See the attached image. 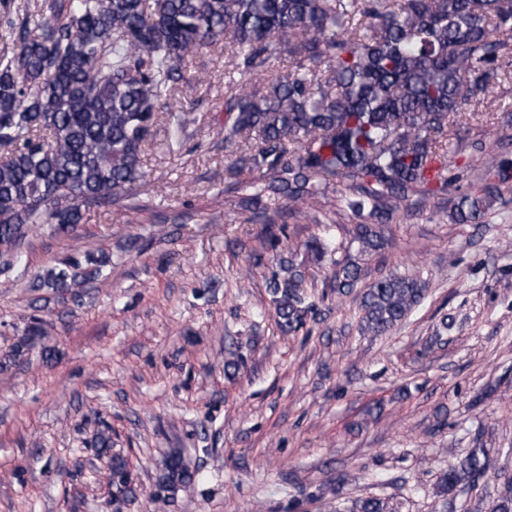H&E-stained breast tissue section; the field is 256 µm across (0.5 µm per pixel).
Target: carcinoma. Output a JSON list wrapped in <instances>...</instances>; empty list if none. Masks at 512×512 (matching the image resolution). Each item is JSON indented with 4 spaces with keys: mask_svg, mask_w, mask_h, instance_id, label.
<instances>
[{
    "mask_svg": "<svg viewBox=\"0 0 512 512\" xmlns=\"http://www.w3.org/2000/svg\"><path fill=\"white\" fill-rule=\"evenodd\" d=\"M13 41L0 54V280H10L30 233L47 224L68 237L84 215L130 198L144 181L142 154L157 114L171 133L196 122L171 112L183 70L196 52L224 47V153L236 176L259 171L239 205L271 223L265 199L312 202L329 189L354 214L365 252L385 244L394 216L437 194L456 195L451 220L478 224L512 158L493 157L473 183L456 171L449 136L495 86L512 80V0H44L3 21ZM288 58V69L273 71ZM307 256L337 252L317 237ZM112 263L106 253L69 255L44 268L32 287L61 301L79 297ZM336 294L361 268L338 262ZM280 331L303 329L316 313L305 264L280 259L268 283ZM419 276L380 278L364 293L361 331L383 336L425 298ZM32 316L0 360L6 372L46 336ZM473 448L440 476L446 494L489 469ZM112 512L133 493L125 458L111 455ZM195 482L172 450L158 496ZM351 512H392L386 501L357 500Z\"/></svg>",
    "mask_w": 512,
    "mask_h": 512,
    "instance_id": "carcinoma-1",
    "label": "carcinoma"
}]
</instances>
